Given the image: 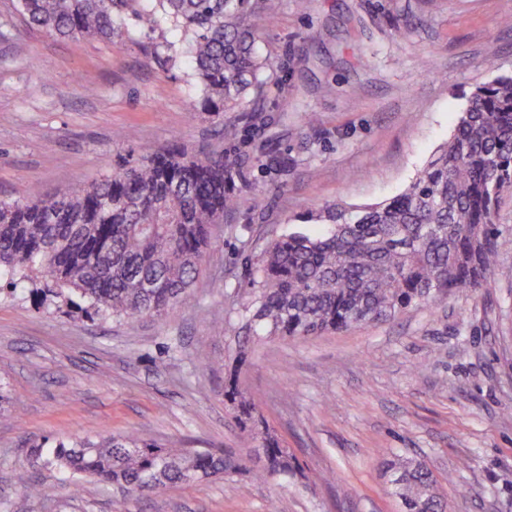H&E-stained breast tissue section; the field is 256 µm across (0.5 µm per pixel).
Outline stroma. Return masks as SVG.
<instances>
[{
    "instance_id": "stroma-1",
    "label": "stroma",
    "mask_w": 512,
    "mask_h": 512,
    "mask_svg": "<svg viewBox=\"0 0 512 512\" xmlns=\"http://www.w3.org/2000/svg\"><path fill=\"white\" fill-rule=\"evenodd\" d=\"M257 49L276 68L262 94L213 115L168 19L125 37L62 39L0 0V200L68 190L117 155L171 146L242 162L244 199L225 212L190 303L116 323L24 291L0 295V512H401L381 458L426 463L448 512H512V190L500 261L474 291L336 333L252 347L243 382L295 453L304 483L222 480L121 492L73 484L31 448L137 432L197 451L252 450L224 406L229 313L248 293L245 256L308 208L366 205L403 191L450 137L475 85L512 75V0H271ZM408 28L407 39L396 35ZM319 120L309 124L308 113ZM234 128L226 137L225 128ZM256 141L287 154L274 172ZM207 356L209 368L194 365ZM28 470L49 501L14 481Z\"/></svg>"
}]
</instances>
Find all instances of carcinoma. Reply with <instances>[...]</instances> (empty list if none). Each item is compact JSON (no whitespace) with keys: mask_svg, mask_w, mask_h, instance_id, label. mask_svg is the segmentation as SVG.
I'll list each match as a JSON object with an SVG mask.
<instances>
[{"mask_svg":"<svg viewBox=\"0 0 512 512\" xmlns=\"http://www.w3.org/2000/svg\"><path fill=\"white\" fill-rule=\"evenodd\" d=\"M159 7L182 34L205 106L221 114L263 85L272 62L257 51L275 14L269 0H20L28 25L59 38L122 33L132 13L157 25ZM241 161L225 153L192 156L168 149L119 157L112 173L66 192L0 200V280L8 292L32 283L51 300L79 299L114 322L159 318L186 305L224 212L239 203ZM512 188V75L475 87L438 156L388 200L308 210L313 234L288 230L249 262L248 299L235 317L241 335L224 363V401L258 460L255 479H299L296 457L258 413L241 383L251 344L286 341L392 319L419 304L482 287L498 262L496 224L502 193ZM32 454L73 481L93 478L125 491L222 479L243 470L231 452L172 448L130 433L81 439ZM387 466L402 512H446L432 471L396 457ZM33 498L52 488L20 469Z\"/></svg>","mask_w":512,"mask_h":512,"instance_id":"cac0c4a2","label":"carcinoma"}]
</instances>
